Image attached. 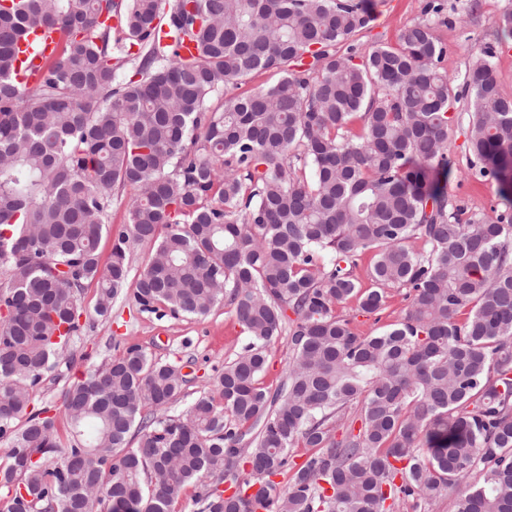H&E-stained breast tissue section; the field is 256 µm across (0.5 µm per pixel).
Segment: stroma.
Segmentation results:
<instances>
[{
  "label": "stroma",
  "instance_id": "obj_1",
  "mask_svg": "<svg viewBox=\"0 0 512 512\" xmlns=\"http://www.w3.org/2000/svg\"><path fill=\"white\" fill-rule=\"evenodd\" d=\"M429 0H373L374 17L368 29L353 38L357 51L377 44L395 43L399 32L424 19L423 9ZM443 10L437 23V37L447 45L443 63L449 77H460L468 64L488 42L498 48L496 79L501 92L512 96V36L501 32L496 18L512 9V0H480L476 12L467 9L468 0H437ZM456 120L448 132V174L443 185L453 206L466 214L496 217L506 207L499 195L498 183L481 176L480 165L467 148L466 136L471 108L467 100L455 105ZM405 291H387L385 308L376 314H362L355 302L339 307L340 315L350 318L354 329L363 335L388 329L397 321L405 306ZM95 285H88L80 294L84 314L82 329L66 352L58 370V378L45 381L36 397L37 403L59 404L63 391L93 365L118 355L124 345L137 344L155 358L181 366L188 376L184 395L173 406L181 413L201 393L210 389L225 361L232 359L248 338L230 309L220 308L205 317L186 318L172 314L142 313L125 298L112 304L109 318L96 316Z\"/></svg>",
  "mask_w": 512,
  "mask_h": 512
}]
</instances>
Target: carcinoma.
<instances>
[{"instance_id":"1","label":"carcinoma","mask_w":512,"mask_h":512,"mask_svg":"<svg viewBox=\"0 0 512 512\" xmlns=\"http://www.w3.org/2000/svg\"><path fill=\"white\" fill-rule=\"evenodd\" d=\"M371 20L367 0H174L164 15L161 0H0L9 512H174L190 487L196 512H400L445 491L456 512H512V97L481 48L462 77L469 150L508 209L464 219L438 178L460 98L447 48L426 18L393 45L339 53ZM39 29L59 41L32 95L14 70ZM128 62L140 79L115 82ZM267 71L273 84L209 111L220 88ZM139 245V311L227 307L249 342L174 415L180 368L127 347L63 392V440L35 393L78 335L81 291L95 284L108 316ZM394 286L409 303L384 332L336 313L352 300L375 313ZM285 324L271 395L260 377ZM299 446L307 458L276 482ZM132 193L130 189H126L115 193L112 197V207L109 211V225L112 227V232L103 234L98 245V253L103 264L110 259L116 231L128 221V203Z\"/></svg>"}]
</instances>
